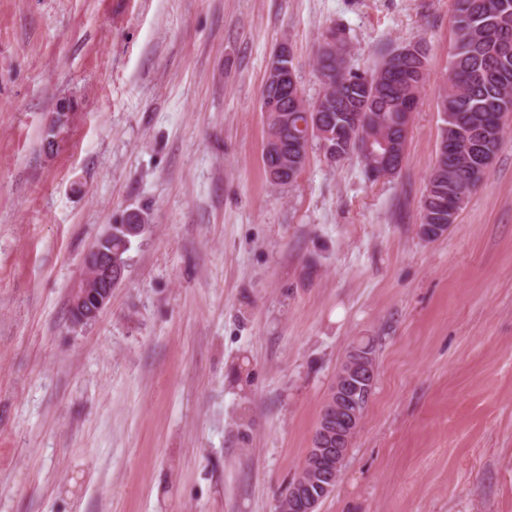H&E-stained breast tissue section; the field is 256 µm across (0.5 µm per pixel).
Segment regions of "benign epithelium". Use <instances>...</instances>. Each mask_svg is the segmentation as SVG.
I'll list each match as a JSON object with an SVG mask.
<instances>
[{
    "label": "benign epithelium",
    "instance_id": "benign-epithelium-1",
    "mask_svg": "<svg viewBox=\"0 0 512 512\" xmlns=\"http://www.w3.org/2000/svg\"><path fill=\"white\" fill-rule=\"evenodd\" d=\"M291 51L288 42L281 43L271 61L266 84L273 85L272 104L288 98H296L298 81L293 67L289 64ZM75 113L69 111V105H59L53 113L48 128L58 132L61 126L69 125ZM329 117H323L315 123L313 134L308 136L307 145H312L313 137L319 138V149L330 163L341 161L345 154L329 146L326 137L330 136ZM347 149H356L360 154L374 153V138L360 139L349 131L346 135ZM374 174L380 180L389 179L397 172L396 162L384 156L380 163L372 165ZM85 279L71 295V316L75 325L86 324L94 320L112 298V290L124 278L125 271L119 262L113 260L112 231H107L87 253L85 260ZM376 365L371 362L366 348L359 342L349 347L343 359V367L338 371L331 388L330 406L319 426L318 448L312 465L300 471L291 481V498L295 512H319L321 498L317 497L313 487L323 485L330 480L331 468H340L344 464L351 448L350 440L362 426V418L354 400L357 395L369 399L375 388Z\"/></svg>",
    "mask_w": 512,
    "mask_h": 512
}]
</instances>
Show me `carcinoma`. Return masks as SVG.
<instances>
[{"instance_id": "obj_1", "label": "carcinoma", "mask_w": 512, "mask_h": 512, "mask_svg": "<svg viewBox=\"0 0 512 512\" xmlns=\"http://www.w3.org/2000/svg\"><path fill=\"white\" fill-rule=\"evenodd\" d=\"M512 13V0H455V41L448 59V80L438 106L441 118L440 136L452 134L441 157L436 159L429 175L420 213L448 207L452 198L468 191V182L479 172V155L472 149L474 137L483 133L482 153L496 152L506 123H498L504 106L512 105V56L496 55V46L503 40L512 42V28L499 26L500 14ZM315 71L344 91L358 97L360 111L350 109L348 100L337 91H319L316 97H300L302 106L288 107L292 120L286 124L271 122L268 135L288 142V167L304 164L305 155L299 138L302 130L297 122L307 121V109L333 117L332 130L345 125L355 126L372 136L384 131L394 151L393 158L402 163L406 144L405 113L418 103L426 79V69L415 57H398L393 68L359 73L347 64L346 58L318 56ZM133 236L126 227L113 228L112 252L120 258L130 248Z\"/></svg>"}]
</instances>
